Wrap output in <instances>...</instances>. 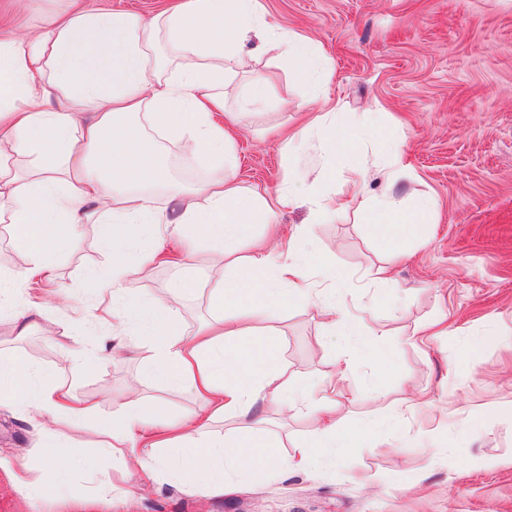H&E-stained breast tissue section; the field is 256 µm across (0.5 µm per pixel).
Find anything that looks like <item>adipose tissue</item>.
<instances>
[{
    "label": "adipose tissue",
    "mask_w": 512,
    "mask_h": 512,
    "mask_svg": "<svg viewBox=\"0 0 512 512\" xmlns=\"http://www.w3.org/2000/svg\"><path fill=\"white\" fill-rule=\"evenodd\" d=\"M259 27L255 0H171L150 17L77 5L24 37L0 39V221L13 225L31 258L23 271L0 273V313L11 308L8 288L54 281L53 258L74 243L79 225H100L112 263L98 278L134 313L136 346L150 353L146 372L170 385L189 384L207 407L183 421L179 437L141 451L131 445L146 422L144 411L100 419L106 448L129 470L174 469L186 486L203 481L225 493L236 489L233 473L260 468L273 474L289 462L306 467L311 449L336 444L335 403L296 394L275 338L260 349L244 338L249 326L272 321L286 301L317 299L294 248L274 264L262 248L238 254L252 224L273 223L275 216L260 194L234 180L230 129L237 115L224 104L225 83L244 68L239 46ZM135 114L149 115L155 127L181 133L209 155L211 178L198 187L177 184L157 140L126 124ZM21 157L27 160L22 169L16 165ZM155 187L172 192L173 213L156 206ZM352 198L375 217L387 242L427 233L431 200L403 211L365 198L358 185ZM164 234L190 246L207 242L214 262L233 271L219 289L209 339L190 337L171 302L149 300L125 285L140 272L123 262L125 250L137 244L145 263L159 262L152 243ZM317 301L325 327H344L335 303ZM259 402L284 404L328 424L288 462L266 452L264 431L245 423ZM2 403L34 408L61 436L91 410L51 374L33 375L30 361L18 354L0 356ZM219 416L238 420L236 433L220 443L201 440Z\"/></svg>",
    "instance_id": "adipose-tissue-1"
}]
</instances>
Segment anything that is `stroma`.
I'll use <instances>...</instances> for the list:
<instances>
[{"label":"stroma","instance_id":"stroma-1","mask_svg":"<svg viewBox=\"0 0 512 512\" xmlns=\"http://www.w3.org/2000/svg\"><path fill=\"white\" fill-rule=\"evenodd\" d=\"M70 7V0H0L11 32L40 27ZM257 9L270 28L312 43L332 72L300 83L293 62L253 34L242 53L267 74L272 92L244 111L247 76L225 93L239 114L235 179L242 188L272 200L289 170L309 174L286 184L297 201L279 209L277 228L256 224L251 233L274 254L295 239L317 293L350 319L331 331L312 303L292 301L272 324L280 363L297 385L317 398L336 387L351 392L336 406L337 451L270 480L239 477L231 494L207 484L189 489L171 475L147 480L104 453L98 419L138 407L162 426L201 412L202 402L190 386L146 376L149 354L128 353V337L98 335L91 313L110 308L112 297L97 290L94 276L110 258L98 225L83 224L74 246L55 257L66 297L45 286L17 291L14 314L34 315L35 324L20 334L11 317L0 319V353L28 356L35 370L92 400L95 417L74 433L68 481L55 487L41 455L49 421L22 406L0 407V512H512V0H257ZM316 93L337 111L366 113L346 147L305 129V103ZM286 129L303 132L289 154ZM159 140L174 179L193 185L210 177L209 160L184 140ZM395 145L411 178L388 176L384 160ZM356 181L366 196L408 209L432 197L428 238L382 242L370 216L348 204ZM319 196L345 202L343 214L313 223ZM381 266L389 280H376ZM223 278V265L202 246L186 267H154L127 285L166 298L175 281H192L179 299L192 334L215 318ZM438 318L443 333L414 339L416 327ZM81 345L97 347L100 363L87 367L74 353ZM346 352L358 358L335 375L333 360ZM378 353L391 366L383 380ZM408 391L426 403L395 418ZM253 414L284 459L317 427L304 414L261 407ZM369 423L386 447H350V431ZM26 482L46 489L24 494ZM132 486L138 496L121 497Z\"/></svg>","mask_w":512,"mask_h":512}]
</instances>
